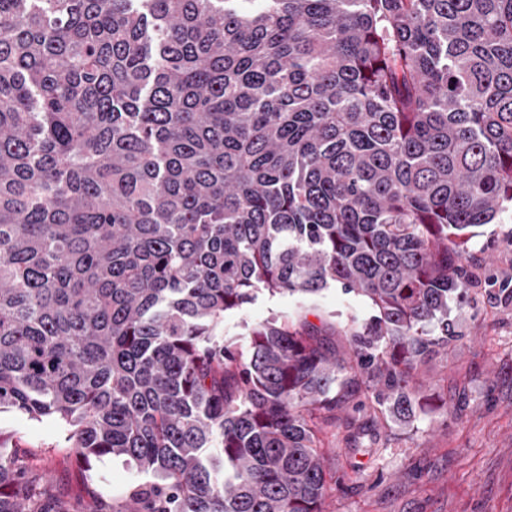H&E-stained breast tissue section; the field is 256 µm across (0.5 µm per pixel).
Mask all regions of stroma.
Wrapping results in <instances>:
<instances>
[{
	"instance_id": "35a3bbf8",
	"label": "stroma",
	"mask_w": 512,
	"mask_h": 512,
	"mask_svg": "<svg viewBox=\"0 0 512 512\" xmlns=\"http://www.w3.org/2000/svg\"><path fill=\"white\" fill-rule=\"evenodd\" d=\"M468 256L473 283L448 312L462 339L420 369L416 385L426 406L415 421L379 428L377 439L357 446L344 425L324 427L325 466L344 485L330 491L325 512H512V301L498 293L512 279V211L481 227ZM370 312L362 297L334 286L311 299L262 292L226 313L219 331L245 352L247 326L274 316L312 322L334 314L344 323ZM65 436L54 419L0 413V437L30 452L76 498L91 490L117 507L144 480L135 465L109 456L80 471Z\"/></svg>"
}]
</instances>
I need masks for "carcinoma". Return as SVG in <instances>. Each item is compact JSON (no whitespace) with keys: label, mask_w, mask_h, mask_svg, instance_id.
<instances>
[{"label":"carcinoma","mask_w":512,"mask_h":512,"mask_svg":"<svg viewBox=\"0 0 512 512\" xmlns=\"http://www.w3.org/2000/svg\"><path fill=\"white\" fill-rule=\"evenodd\" d=\"M511 206L512 0H0V412L150 475L76 506L0 439V512H324ZM331 286L372 314L217 337Z\"/></svg>","instance_id":"carcinoma-1"}]
</instances>
